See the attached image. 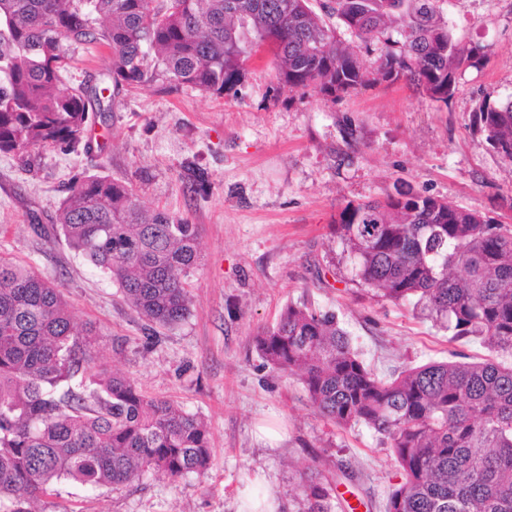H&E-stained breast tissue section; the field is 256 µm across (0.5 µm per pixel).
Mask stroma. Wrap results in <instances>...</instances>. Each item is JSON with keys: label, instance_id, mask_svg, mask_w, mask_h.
<instances>
[{"label": "stroma", "instance_id": "obj_1", "mask_svg": "<svg viewBox=\"0 0 512 512\" xmlns=\"http://www.w3.org/2000/svg\"><path fill=\"white\" fill-rule=\"evenodd\" d=\"M436 6L453 39L482 54L445 104L402 82L336 98L313 87L291 93L268 49L248 56L230 94L117 92L107 87L105 48L66 43L65 87L103 88V110L75 150L47 145L25 162L0 153V256L62 284L77 330L93 329L102 362L147 396L205 419L211 464L174 482L146 473L119 490L61 481L39 512H245L262 497L274 512H298L310 465L335 481L336 512H385L400 476L378 434L321 418L302 383L264 366L255 349L256 334L290 302L334 313L383 378L459 353L512 362L346 280L331 233L346 203L399 186L512 224V163L477 120L480 107L512 100V0ZM189 161L208 171L206 192L188 191ZM81 172L129 181L142 205L200 227L191 314L155 344H146L145 322L118 284L50 231L66 183Z\"/></svg>", "mask_w": 512, "mask_h": 512}]
</instances>
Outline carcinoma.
Returning a JSON list of instances; mask_svg holds the SVG:
<instances>
[{
	"label": "carcinoma",
	"instance_id": "cac0c4a2",
	"mask_svg": "<svg viewBox=\"0 0 512 512\" xmlns=\"http://www.w3.org/2000/svg\"><path fill=\"white\" fill-rule=\"evenodd\" d=\"M0 0V153L76 148L106 88H63V42L109 49L118 91L190 87L222 94L245 77L247 50L268 46L292 92L329 97L403 82L435 101L454 96L478 54L456 44L435 0ZM364 43L390 42L368 71L324 17ZM486 141L512 162V101L479 109ZM193 193L208 173L188 163ZM69 248L118 283L157 329L190 315L186 281L198 226L150 210L130 184L102 174L71 180L57 210ZM350 281L452 332L512 355V225L450 201L396 190L349 202L332 225ZM92 331L75 330L61 285L0 257V512H32L55 481L124 487L149 471L175 481L210 464L207 423L145 396L97 363ZM264 364L304 386L323 418L365 424L401 481L386 512H512V364L435 362L383 380L336 317L289 304L262 329ZM299 512H335L330 483L305 478Z\"/></svg>",
	"mask_w": 512,
	"mask_h": 512
}]
</instances>
